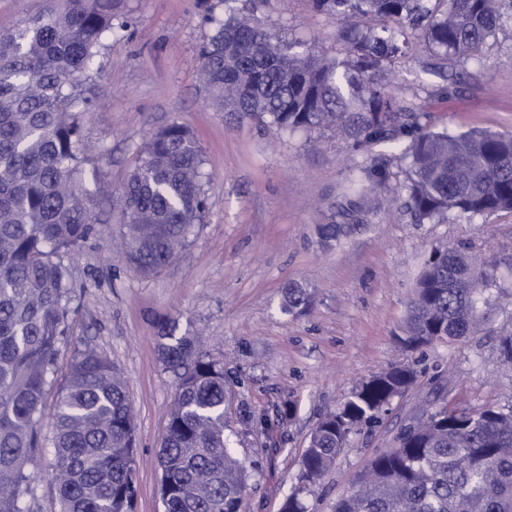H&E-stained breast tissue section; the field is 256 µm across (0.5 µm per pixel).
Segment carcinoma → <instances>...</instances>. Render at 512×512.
Masks as SVG:
<instances>
[{
  "instance_id": "cac0c4a2",
  "label": "carcinoma",
  "mask_w": 512,
  "mask_h": 512,
  "mask_svg": "<svg viewBox=\"0 0 512 512\" xmlns=\"http://www.w3.org/2000/svg\"><path fill=\"white\" fill-rule=\"evenodd\" d=\"M224 0L202 47V84L240 123L330 132L347 148L405 143L401 190L418 223L451 212L469 218L512 212V133L450 135L429 126L388 90L398 36L409 26L441 64L479 59L512 19V0H310L336 21L344 56L297 50L256 16L257 0ZM127 28L115 0H60L0 26V512H37L26 465L41 447L37 417L68 335L74 273L68 258L96 233L100 188L84 149L82 116L92 101L89 65L106 36ZM209 175L197 141L173 121L153 132L118 197L127 265L144 276L167 267L206 209ZM322 246L344 225H317ZM495 267L454 246L433 248L409 302L401 335L413 352L446 345L486 320L480 308ZM312 292L293 283L283 306L299 313ZM159 351L176 377L161 437L164 512H242L249 472L224 437V363L195 336L159 327ZM404 364L358 383L309 436L281 512H308L307 497L348 437L370 427L415 382ZM49 479L58 512H134L136 435L126 382L94 349L71 363L55 397ZM333 512H512V405L478 408L428 401L355 475Z\"/></svg>"
}]
</instances>
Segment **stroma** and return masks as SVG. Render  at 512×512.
Here are the masks:
<instances>
[{
	"label": "stroma",
	"mask_w": 512,
	"mask_h": 512,
	"mask_svg": "<svg viewBox=\"0 0 512 512\" xmlns=\"http://www.w3.org/2000/svg\"><path fill=\"white\" fill-rule=\"evenodd\" d=\"M222 0H116L129 28L109 36L91 65L93 105L84 142L102 180L119 190L149 133L177 120L196 134L211 180L204 221L162 272L145 277L117 249L119 208L101 203L98 234L74 260L70 329L58 359L65 377L74 356L92 348L127 382L136 430V512H162L160 440L176 378L159 356L158 324L176 321L224 364L234 399L224 434L251 475L243 512H280L309 435L344 402L356 382L410 363L416 383L395 397L376 426L351 435L307 499L309 512H332L353 477L391 447L409 416L436 390L449 402H512V364L500 350L512 332V213L474 219L455 213L413 223L399 186L406 162L391 145L350 152L330 135H288L238 125L213 107L199 82L207 13ZM258 15L283 38L331 57L342 54L334 21L308 0H261ZM390 92L424 109L434 129L512 132V27L478 61L440 67L422 38L410 37L393 65ZM384 168L389 180L348 222L340 242L322 248L316 225L338 218L354 181ZM459 246L497 266L479 332L452 346L411 354L395 337L423 261L434 247ZM313 294L305 312H284L291 283Z\"/></svg>",
	"instance_id": "obj_1"
}]
</instances>
